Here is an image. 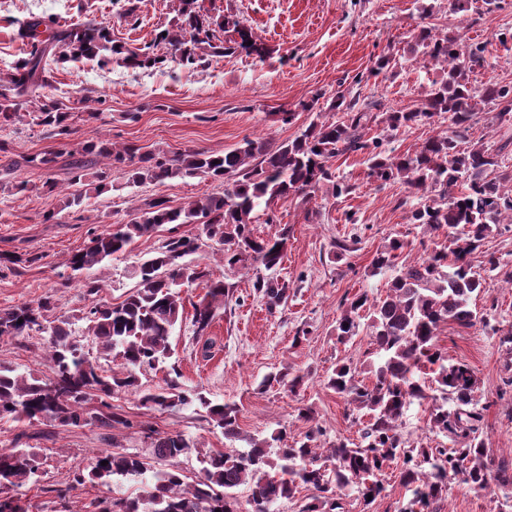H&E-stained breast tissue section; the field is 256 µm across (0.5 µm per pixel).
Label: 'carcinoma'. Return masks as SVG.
<instances>
[{"mask_svg": "<svg viewBox=\"0 0 512 512\" xmlns=\"http://www.w3.org/2000/svg\"><path fill=\"white\" fill-rule=\"evenodd\" d=\"M177 22L157 34L154 46L164 45L166 54L157 55L151 47L130 50L112 40L106 25H74L57 28L55 19L31 17L20 26L19 35L31 50L6 73L0 72V127L32 124L49 135L68 139L75 130L72 113L61 104L43 97L34 110L22 111V99L48 84L49 48L60 45L62 61H98L115 58L117 65L137 69L170 62L190 69L203 56L223 57L242 50L261 58L262 46L237 21L218 24L198 0H171ZM233 26L237 38L225 40L217 30ZM415 52L425 61L442 67L444 77L412 110L386 113L385 129L399 131L418 121L448 119V130L428 138L413 154H397L383 149L384 138L367 137L374 102L358 103L353 97L336 96L331 109L343 113L336 121L311 122L295 139L277 145L264 138L246 137L234 149L211 152L185 149L140 153V148L116 146L99 138H86L68 151L73 184L79 189L62 197L61 209L80 207L107 187L112 168H124L128 182L135 186L154 184L174 177H200L224 186L220 193L197 196L173 207L163 198L132 208L136 218L111 231L93 235L89 244L67 259L72 271L81 273L100 267L124 254L138 238L151 236L169 226L171 236L155 255L134 268L137 285L118 304L96 300L103 284L92 279L84 283L92 298L79 320L85 323L84 337L92 341L86 353L68 317L51 315L52 296L37 304L0 310V341L22 336L33 330L48 329L47 360L52 376L36 378L0 364V421L84 426L96 423L104 428L127 427L129 420L113 411L112 397L118 393L138 396L148 411H166L193 402L206 409L213 427L224 436L236 435L237 409L214 403L201 392L182 390L177 378L166 386L143 389L140 374L156 370L170 359L169 338L183 320L181 288L203 282L205 298L194 305L193 322L197 331L209 327L214 310L228 294L221 280L186 260L196 253L194 239L177 235L182 224H200L207 237L222 246L224 261L231 267L262 266L271 270L282 262L288 242V228L275 238L264 239L253 232L259 215L265 223H276L275 201L290 195L309 197L321 188L338 198L351 191L336 179L328 162L341 154L367 155L369 176L376 181L401 179L420 198L412 212L414 223L431 234L444 233L446 242L426 257L397 263L406 248L394 238L377 251L371 275L394 271L383 298L368 294L354 297L342 311L337 336L344 340L357 335L360 319L369 318L372 343L380 358L375 380L367 385L358 380L357 367L344 363L336 367L328 386L346 397L359 410L367 411L366 424L358 443L339 441L320 462L313 428L301 440L288 442L283 434L271 440H249V449L232 452L196 450L202 465L198 480L189 483L179 467L180 458L191 452L179 433L153 431V455L169 463V468L151 471L150 461L137 453L104 450L93 453L72 482H90L112 489L124 479L138 480L149 471L155 482L135 497L93 499L83 512H234V491L251 489L250 512H271L280 498H291L296 484L309 485L324 493L305 504L301 512H345L343 490L353 487L364 504L385 491L378 479L396 466L398 481L413 494L412 504L419 512H441L448 482L457 478L478 491L496 486L512 493V458H491L482 436V413L476 394L479 379L464 360L448 358L439 343L443 328L453 324L467 329L478 323L488 325L486 316L472 302L490 291L487 279L471 271L470 255L482 242L512 224V189H504L495 176L500 168L499 153L484 145L464 147L476 106L491 104L499 123L512 120V84L490 80L481 86L470 82L469 73L484 66L486 45L465 43L456 36L435 38L430 30L411 35ZM252 45H247V42ZM63 156L45 151L25 162L51 168ZM105 160L104 167L87 178L88 162ZM253 288L273 309L288 299V284L256 278ZM430 400L427 425L430 431L448 438L450 448H412L399 431L398 421L413 401ZM277 442L280 463L271 460L270 448ZM107 465H101V462ZM40 455L28 448H0V512H31L21 489L36 483ZM279 467L280 473L273 472ZM336 489L335 495L327 492Z\"/></svg>", "mask_w": 512, "mask_h": 512, "instance_id": "1", "label": "carcinoma"}]
</instances>
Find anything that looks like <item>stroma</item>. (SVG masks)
Segmentation results:
<instances>
[{
  "label": "stroma",
  "mask_w": 512,
  "mask_h": 512,
  "mask_svg": "<svg viewBox=\"0 0 512 512\" xmlns=\"http://www.w3.org/2000/svg\"><path fill=\"white\" fill-rule=\"evenodd\" d=\"M215 16L241 22L266 49L259 58L238 52L222 58L209 57L191 70L159 64L149 69H127L116 64H80L51 61L52 81L43 95L59 99L73 114L77 139L98 136L116 144H133L142 151L177 152L184 149L228 151L243 138H266L279 143L294 139L312 120H330L329 110L337 95L381 101L383 114L370 125L379 135L385 115L409 110L442 78L438 66L416 59L409 33L420 24L433 32L482 42L487 47V68L470 75L472 83L493 79L512 82V42L503 44L499 33L512 32V0L499 7H468L452 10L449 0H198ZM53 16L63 24H105L113 40L130 48L152 43L157 33L170 27L174 13L169 0H0V69L25 55L28 45L18 36L19 25L30 16ZM392 59L388 70L368 77L382 56ZM365 81H358V74ZM98 100L100 115L87 118L80 97ZM314 102V111L303 108ZM292 113L291 122L281 120ZM512 125L499 124L492 106L477 107L469 129V141L487 147H503L501 167L512 174ZM38 126L0 128V172L28 184L26 192L0 203V309L34 303L50 295L58 316L79 315L90 302L82 278L74 276L64 261L85 247L92 232H100L127 220L129 200L145 202L162 197L177 207L202 194L220 191L219 183L202 178H173L141 188L126 184L124 171L113 170L111 186L90 199L88 208L59 210L61 193L70 191V175L63 165L45 170L26 164L27 156L59 149ZM337 179L351 187L349 194L332 198L324 192L305 199L291 196L275 204L278 221L256 222L254 233L276 237L288 228L289 237L281 265L273 270H245L224 264L219 245L202 237L201 225L179 226L181 235L198 239L193 261L223 280L229 290L216 308L205 336H198L192 322L193 306L206 294L204 286L183 287L185 313L170 337L171 359L182 387L201 391L219 403L238 409L239 436L230 439L215 429L202 408L148 411L136 396L115 395L112 404L128 416L132 427L103 434L94 426H45L0 421V448H38L44 458L37 483L24 493L32 512H81L91 499L115 494L136 496L141 483L124 481L114 490L87 484L69 490L58 500L53 490L64 485L69 473L85 468L94 452L118 446L120 451L149 458L153 455L148 427L178 432L198 448L222 452L245 448L249 439H263L286 432L302 439L319 426L318 439L327 448L336 440L359 442L363 417L340 397L327 379L342 362H357L363 383H371L379 359L373 352L371 329L360 325L357 336L347 341L336 335L337 320L346 301L357 294L375 299L387 290V279L369 276L377 252L390 239L405 242L403 259L426 256L435 240L411 215L418 197L400 180L386 184L368 175L363 154L333 158ZM54 179L56 192L44 183ZM57 212L58 220L43 216ZM160 230L136 239L128 251L105 266L91 270L102 279L99 300L121 302L134 288L133 270L152 256L167 237ZM37 255L36 263L13 269L2 255ZM287 282L286 303L268 308L253 288L256 277ZM491 326L460 329L448 326L440 343L454 359L468 362L481 380L479 399L484 405L483 436L495 456L512 448V349L503 345L494 328H512V288L491 286L477 301ZM212 339L210 357L200 346ZM43 333L0 342V363L24 374L45 377ZM285 372L303 376L297 391L279 384L263 386L269 374ZM309 418H302V411ZM381 497L363 505L356 494L345 498L346 512H405L411 495L393 470L381 477ZM502 493L474 491L453 480L441 503L443 512H500Z\"/></svg>",
  "instance_id": "35a3bbf8"
}]
</instances>
